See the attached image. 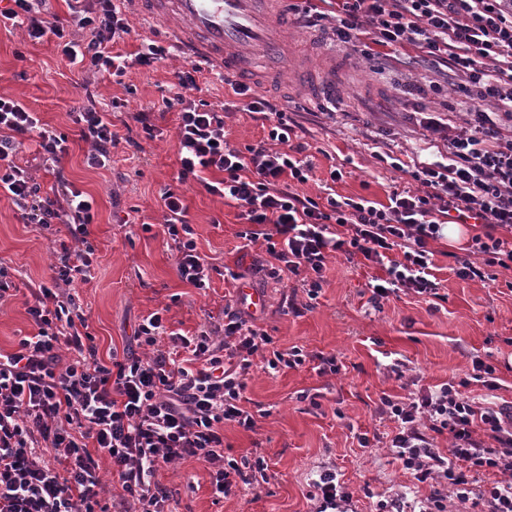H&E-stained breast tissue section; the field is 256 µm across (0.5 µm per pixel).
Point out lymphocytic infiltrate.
I'll list each match as a JSON object with an SVG mask.
<instances>
[{
  "mask_svg": "<svg viewBox=\"0 0 512 512\" xmlns=\"http://www.w3.org/2000/svg\"><path fill=\"white\" fill-rule=\"evenodd\" d=\"M46 2L0 0V20L24 28L35 44L55 38L69 67L82 73L125 75L124 56L110 47L133 28L114 0H65L63 18L47 16ZM302 17L308 27L332 22L337 42L362 47L364 55L409 45L431 68L462 75L465 127L448 138L439 159L408 166L416 190L392 192L380 203L341 195L331 184L315 198L298 190L312 165L294 140L296 123L275 102L234 81L230 87L244 98V111L261 114L268 133L256 145L231 144L225 119L235 105L201 99L203 67L194 63L177 72L179 91L163 100L178 113L177 181L200 182L238 208L246 223L240 238L265 247V277H300L312 301L322 291L329 258L341 254L378 268L369 282L374 308L402 294L438 308L445 296L430 244L449 222L474 219L486 228L472 236L470 257L457 259L456 277L483 282L493 268L511 269L512 247L494 232L512 230V0H309ZM72 117L89 145L87 167L108 168L117 137L107 112L90 97ZM30 139L55 178L50 191L42 190L31 166L16 161ZM68 152L66 134L0 93V193L20 223L62 224L73 239L51 264L50 285L31 291L27 313L36 334L22 338L15 352L0 354V512H107L102 499L113 485L123 512H171L172 492L156 475L190 458L208 465L219 496L267 483L265 457L224 452L225 425L257 428L255 413L244 405L250 372L258 364L276 371L311 363L318 374H336L335 356L296 345L274 348L271 336L228 307L222 325L191 336L167 333L161 312H152L133 334L149 354L99 359L73 295L77 283L88 282L95 261L89 240L95 199L66 177ZM210 171L219 179L207 180ZM160 199L180 279L207 288L208 263L182 196L166 187ZM167 338L184 358L164 348ZM65 351L70 360L62 359ZM468 383L380 396L376 414L398 425L391 455L429 492L413 499L404 491L377 495L374 512H512V405L477 401L464 394ZM444 433L451 443L443 452L435 438ZM104 459L109 483L101 475ZM481 474L487 483L478 482ZM306 498L310 512H350L353 494L325 465L310 479Z\"/></svg>",
  "mask_w": 512,
  "mask_h": 512,
  "instance_id": "obj_1",
  "label": "lymphocytic infiltrate"
}]
</instances>
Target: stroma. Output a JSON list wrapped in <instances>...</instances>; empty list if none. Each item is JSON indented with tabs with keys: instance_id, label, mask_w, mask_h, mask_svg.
I'll return each instance as SVG.
<instances>
[{
	"instance_id": "stroma-1",
	"label": "stroma",
	"mask_w": 512,
	"mask_h": 512,
	"mask_svg": "<svg viewBox=\"0 0 512 512\" xmlns=\"http://www.w3.org/2000/svg\"><path fill=\"white\" fill-rule=\"evenodd\" d=\"M289 52L335 79L343 92L335 111L326 112L321 105L306 104L305 92L291 71H284L272 85L253 86L256 94L276 101L303 128L302 140L313 166L310 181L301 187L307 195H319L321 186L331 181V170L338 169L341 180L331 181L337 193L386 202L393 190L413 184L408 175L389 165V158L408 162L414 150L432 141L444 143L465 122V113L442 111L440 97L419 103L403 96L407 82L431 75L412 47L400 48L399 64L388 66L338 45L331 27L297 23L289 37ZM182 65L175 56L150 67L132 65L124 84L136 86L133 95L111 76L98 77L97 92L104 103L118 98L122 105L111 114L112 130L119 139L112 164L95 170L84 163L88 146L70 116L83 95L84 75L66 67L54 42L32 44L21 31L0 27V93L21 99L43 123L67 134L70 151L65 172L97 203L92 280L78 285L75 295L97 356L106 361L114 354L143 355L131 334L151 312L164 310L171 330L191 335L208 323L223 322L228 305L243 310L245 318L272 336L277 347L298 345L336 356L342 369L335 375H318L306 365L273 375L258 369L248 379L245 395L266 415L254 431L225 425L224 443L236 456H264L270 465L268 484L222 498L213 493L207 466L193 459L162 468L158 479L173 493V512H308V479L318 462L327 458L354 491V512H371L372 503L360 494V487L399 491L410 482L383 444L384 437L394 435L395 424L374 413L382 393L403 396L451 378L469 379L477 358L495 367L499 388L490 391L471 382L466 395L512 403V291L506 287L512 270L498 269L496 280L486 282L462 280L449 270L451 255L465 256L472 236L480 232L467 224L459 242L442 238L430 244L435 275L448 295L438 310H429L423 300L412 296L390 299L374 309L368 282L376 268L340 256L329 263L314 308L298 316L290 314L286 298L297 286V277L279 282L264 278L258 270L266 257L264 249L245 246L236 236L241 228L237 208L198 183L178 184L176 113L157 118L159 134L144 141L143 152H135L127 143L130 113L160 104ZM429 110L443 124L440 133L426 127ZM167 186L182 194L199 250L209 264L206 289L193 288L177 275L176 252L161 228L160 191ZM145 223L151 224V231H142ZM66 236L60 224L45 228L19 223L10 200L0 197V264L7 267L16 287L0 305V352L13 351L22 337L36 333L26 312L28 288L48 280L58 242ZM229 270L241 274V282L227 279ZM243 284L265 295L261 310L243 309L238 296ZM397 359L409 367L401 378L391 369ZM304 391L319 394L320 408L301 399ZM365 432L379 434L381 443L359 447L357 436Z\"/></svg>"
}]
</instances>
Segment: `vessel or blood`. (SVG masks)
<instances>
[{"label": "vessel or blood", "instance_id": "obj_1", "mask_svg": "<svg viewBox=\"0 0 512 512\" xmlns=\"http://www.w3.org/2000/svg\"><path fill=\"white\" fill-rule=\"evenodd\" d=\"M141 16L166 31L185 58L221 66L224 72L250 78L255 58L270 73L280 72L288 57L291 24L278 14L274 0H129ZM296 79L312 101L336 99L333 82L312 86L304 70Z\"/></svg>", "mask_w": 512, "mask_h": 512}]
</instances>
